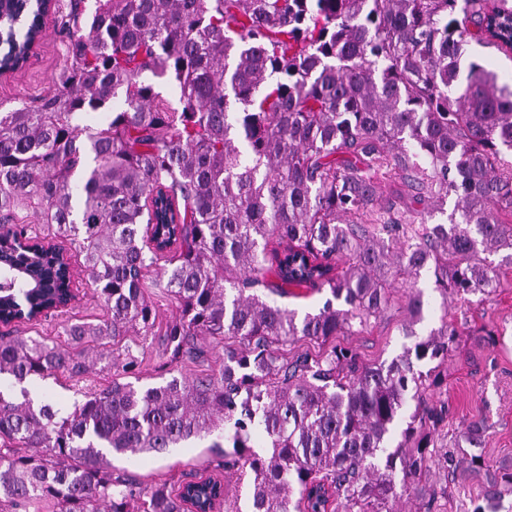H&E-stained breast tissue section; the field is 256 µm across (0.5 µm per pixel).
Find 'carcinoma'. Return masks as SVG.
Segmentation results:
<instances>
[{
  "label": "carcinoma",
  "mask_w": 512,
  "mask_h": 512,
  "mask_svg": "<svg viewBox=\"0 0 512 512\" xmlns=\"http://www.w3.org/2000/svg\"><path fill=\"white\" fill-rule=\"evenodd\" d=\"M487 7L69 0L53 89L0 112V319L38 324L66 303L62 264L32 242L79 250L105 318L69 317L68 348L0 335V512H393L407 492L434 500L422 477L445 408L426 381L463 330L448 296L484 301L512 265V88L464 62L492 25L512 41V0ZM39 14L26 4L20 48ZM148 75L175 83L178 107ZM117 97L125 110L73 124ZM23 263L41 287L14 277ZM156 270L176 304L162 334L170 362L203 356L208 337L224 341V368L93 383L69 409L34 404L32 389L60 374L136 372L132 346L114 347L153 335L144 282ZM424 272L441 296L425 338ZM286 287L330 298L301 316L259 294ZM394 288L410 343L389 363L334 346L283 354L362 333ZM486 430L474 420L462 440L477 448ZM208 436L215 469L247 480L245 504L215 491L217 476L143 487L112 469V455L136 463ZM508 494L512 472L490 477L473 512H499Z\"/></svg>",
  "instance_id": "obj_1"
}]
</instances>
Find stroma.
<instances>
[{
    "mask_svg": "<svg viewBox=\"0 0 512 512\" xmlns=\"http://www.w3.org/2000/svg\"><path fill=\"white\" fill-rule=\"evenodd\" d=\"M66 58V39L59 34L56 16H49L37 53L27 66L16 74L0 78V108L11 109L44 93L51 87ZM501 289L489 301L477 304L449 298L448 310L455 322L465 323L466 331L459 338L457 350L449 352L443 367L442 381L430 387L429 402L445 404L448 413L436 440L443 450L452 449L464 424L486 418L490 429L478 448L482 465L462 473L436 458L427 481L433 484L437 497L431 512H472L487 482L489 467H512V266L499 270ZM393 301L384 317L373 322L355 336H339L336 347L353 349L362 363L374 364L391 360L406 342L401 331L405 319L402 289L392 291ZM498 331L502 340L488 344L485 333ZM204 358L170 363L157 341L146 340L138 368L140 385H153L175 371L186 375L219 370L224 363L223 344L203 340ZM208 440H195L165 457L147 455L129 466L113 458L117 468L129 469L141 485L160 481L176 482L181 473L194 471L203 475L213 470V455Z\"/></svg>",
    "mask_w": 512,
    "mask_h": 512,
    "instance_id": "35a3bbf8",
    "label": "stroma"
}]
</instances>
